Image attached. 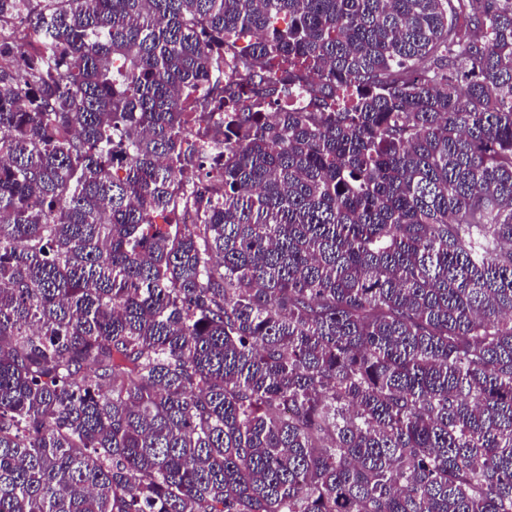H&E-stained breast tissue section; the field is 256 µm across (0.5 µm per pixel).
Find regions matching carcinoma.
I'll use <instances>...</instances> for the list:
<instances>
[{"instance_id": "obj_1", "label": "carcinoma", "mask_w": 512, "mask_h": 512, "mask_svg": "<svg viewBox=\"0 0 512 512\" xmlns=\"http://www.w3.org/2000/svg\"><path fill=\"white\" fill-rule=\"evenodd\" d=\"M0 512H512V0H0Z\"/></svg>"}]
</instances>
